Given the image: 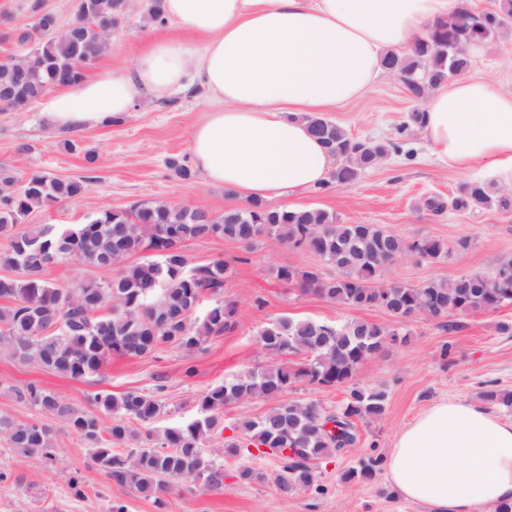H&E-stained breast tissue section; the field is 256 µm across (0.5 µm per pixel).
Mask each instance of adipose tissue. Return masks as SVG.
<instances>
[{
	"label": "adipose tissue",
	"instance_id": "adipose-tissue-1",
	"mask_svg": "<svg viewBox=\"0 0 512 512\" xmlns=\"http://www.w3.org/2000/svg\"><path fill=\"white\" fill-rule=\"evenodd\" d=\"M164 14L206 35L197 50L155 43L130 71L108 69L47 94L44 122L80 131L130 112L142 91L163 98L198 81L218 103L194 127L195 168L239 199L269 200L327 180L333 159L307 115L363 96L390 53L474 0H164ZM423 131L448 166L512 173V93L454 77L431 91ZM389 484L427 512H494L512 499V421L484 405L442 399L398 434L384 459Z\"/></svg>",
	"mask_w": 512,
	"mask_h": 512
}]
</instances>
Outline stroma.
I'll list each match as a JSON object with an SVG mask.
<instances>
[{
    "label": "stroma",
    "mask_w": 512,
    "mask_h": 512,
    "mask_svg": "<svg viewBox=\"0 0 512 512\" xmlns=\"http://www.w3.org/2000/svg\"><path fill=\"white\" fill-rule=\"evenodd\" d=\"M33 1L0 0V59L15 52L16 34L31 27ZM147 4L148 0H132L127 15L113 27L108 50L97 61L96 70H133L138 57L160 41L196 47L204 43V36L172 21H151ZM466 75L512 91V32L485 41L481 55L471 58ZM215 106L198 86L173 91L163 99L145 92L119 121L78 132L46 126L37 102L21 112L0 111V163L19 177L42 171L59 179H87L85 196L34 210L27 218L31 224L64 228L85 223L102 209L127 211L147 202L201 205L220 214L241 207V200L207 183L200 173L184 180L168 166L172 159L190 161V133ZM423 106L398 78L387 74L362 98L329 110L326 116L354 140L395 142L408 115ZM407 143L412 156L389 153L353 183L286 194L274 203L323 209L340 224H378L409 242L443 241L448 246L446 257L426 261L408 256L387 270L386 279L415 287L467 272L486 273L512 256V211L480 206L458 212L450 205L464 184L476 180L512 194V177L480 163L458 170L436 161L419 127ZM88 152L96 155L95 164L86 162ZM431 199L445 202L444 211H431L427 206ZM464 238L470 246L463 251L457 243ZM185 252L195 265L218 259L229 263L232 274L224 296L237 305L233 330L210 337L201 352L167 347L142 358L115 354L98 375L83 380L0 355V412L22 422L38 420L35 409L17 403L11 394L12 387L30 382L81 408L88 407L97 393L137 390L156 395L162 403L164 413L156 422L162 429L193 418L197 401L207 389L267 364L269 357L256 336L279 318L330 323L363 320L388 330L403 325L384 309L332 304L278 281L275 272L281 266L314 268L327 277L335 270L318 256L277 238H262L248 251L221 238L189 241ZM503 323L512 326V306L455 315L448 321L417 316L403 325L409 333L406 344L390 346L360 365L357 385L385 386L387 407L381 417L359 422L358 448L321 463L319 482L324 493L280 491L275 483L280 462L263 454L248 460L260 472L258 480L240 482L239 461L228 458L222 489L190 492L177 485L158 504L94 470L87 443L51 419L47 425L58 445L54 460L24 456L0 439V472L9 476L0 484V512H110L116 503L125 505L126 512H426L422 505L396 496L385 472L360 484L344 482L340 475L359 454L386 455L398 432L429 403L444 398L475 401L489 385L512 389V330L500 331ZM445 347L450 350L446 362L440 358ZM189 367L194 368V376H186ZM76 474L86 479L79 495L69 486Z\"/></svg>",
    "instance_id": "35a3bbf8"
}]
</instances>
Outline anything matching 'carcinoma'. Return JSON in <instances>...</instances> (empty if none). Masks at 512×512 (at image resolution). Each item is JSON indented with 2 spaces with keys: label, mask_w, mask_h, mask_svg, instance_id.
<instances>
[{
  "label": "carcinoma",
  "mask_w": 512,
  "mask_h": 512,
  "mask_svg": "<svg viewBox=\"0 0 512 512\" xmlns=\"http://www.w3.org/2000/svg\"><path fill=\"white\" fill-rule=\"evenodd\" d=\"M128 7L129 0H80L77 18L57 36L54 15L42 11L40 3H32L33 25L18 35V42L37 46L36 74L23 93L3 102L0 109L21 111L37 93L79 84L107 50V37ZM511 20L512 0H497L494 10L460 15L454 23L417 40L410 52L387 55L383 65L422 100L447 82L448 75L468 69L470 59L459 45L480 44ZM18 69L15 57L0 60V85L10 82ZM306 119L311 132L336 159L331 181L337 184L356 181L393 148L391 143L374 142L360 150L337 123L320 114ZM87 190L84 180L57 179L41 172L19 178L0 164V267L19 272L13 278L0 276V353L75 380L99 374L114 353L140 358L169 345L201 351L209 337L235 327L236 304L224 298L229 264L223 260L191 264L183 251L187 240L219 237L250 248L263 236L276 237L336 268V276L325 278L317 271L281 266L276 271L280 282L331 303L382 308L395 318L417 313L442 318L512 306V257L501 260L488 274L465 273L420 287L388 281L383 273L396 258L416 254L438 260L448 255L447 245L437 239L407 243L376 224H339L333 214L320 209L288 210L253 201L214 214L202 206L137 203L127 214L105 210L97 214L95 224L66 228L37 224L19 230L33 210L82 196ZM491 205L511 210L512 196L475 181L452 200L458 212ZM151 248L165 254L124 263L126 257ZM54 251L70 261L106 269L112 276L62 287L47 277L48 267L43 265V255ZM206 295L213 304L199 319L194 313ZM63 318L64 330L49 331ZM407 336V332L389 331L363 320L334 325L280 318L256 337L274 361L208 389L197 401L193 419L162 430L151 427L161 417V402L137 390L119 396L95 394V412L34 383L16 386L12 393L17 402L79 434L91 446L95 466L112 483L152 496L158 504L174 481L192 488L200 477L207 489L224 486V465L206 448L207 439L225 429V407L260 397L272 406L259 418L236 423L224 453L236 457L264 447L280 461L276 484L281 491L320 492L317 465L359 443L356 421L379 418L386 410L385 388L353 383L358 367L388 343L406 342ZM288 354H303L305 359L289 365L275 361ZM304 381L343 387L345 398L334 408L312 401L281 402L289 387ZM482 398L512 411L511 390L489 388ZM101 412L112 415L111 426L102 427ZM132 420L146 429L145 440L153 446L130 445L139 436L129 426ZM0 437L28 457L50 459L55 453L50 430L36 422L0 414ZM381 465V457L365 454L341 479L367 482Z\"/></svg>",
  "instance_id": "1"
}]
</instances>
